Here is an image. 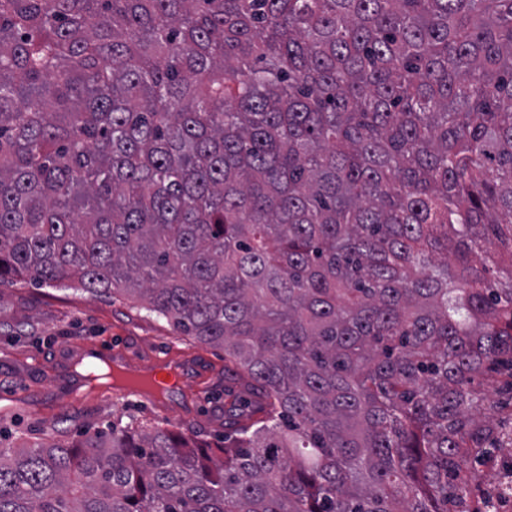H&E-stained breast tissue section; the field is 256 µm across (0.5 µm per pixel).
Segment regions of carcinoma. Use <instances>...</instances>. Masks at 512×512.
<instances>
[{
  "label": "carcinoma",
  "mask_w": 512,
  "mask_h": 512,
  "mask_svg": "<svg viewBox=\"0 0 512 512\" xmlns=\"http://www.w3.org/2000/svg\"><path fill=\"white\" fill-rule=\"evenodd\" d=\"M224 348V446L0 450V512H473L512 445V0H0V283Z\"/></svg>",
  "instance_id": "obj_1"
}]
</instances>
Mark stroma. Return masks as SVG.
Masks as SVG:
<instances>
[{
    "mask_svg": "<svg viewBox=\"0 0 512 512\" xmlns=\"http://www.w3.org/2000/svg\"><path fill=\"white\" fill-rule=\"evenodd\" d=\"M83 351L121 352L137 370L166 356L199 366L202 376L166 393L168 407L160 411L87 381L77 363ZM228 384L222 349L197 342L137 301L21 280L0 286V404L11 411L0 419L2 435L67 439L119 421L216 449Z\"/></svg>",
    "mask_w": 512,
    "mask_h": 512,
    "instance_id": "1",
    "label": "stroma"
}]
</instances>
